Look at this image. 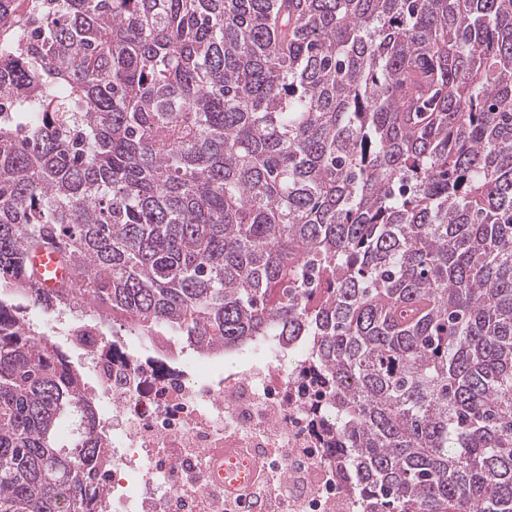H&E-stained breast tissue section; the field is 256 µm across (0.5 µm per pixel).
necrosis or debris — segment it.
Here are the masks:
<instances>
[{"mask_svg": "<svg viewBox=\"0 0 512 512\" xmlns=\"http://www.w3.org/2000/svg\"><path fill=\"white\" fill-rule=\"evenodd\" d=\"M14 319L82 351L83 400L111 450L98 475L107 512H366L340 464L331 384L307 347L287 357L278 337L257 339L245 368L211 376L207 356L189 365L105 336L80 300ZM214 448L236 449L245 495L219 487Z\"/></svg>", "mask_w": 512, "mask_h": 512, "instance_id": "necrosis-or-debris-1", "label": "necrosis or debris"}]
</instances>
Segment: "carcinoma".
Wrapping results in <instances>:
<instances>
[{"instance_id":"carcinoma-1","label":"carcinoma","mask_w":512,"mask_h":512,"mask_svg":"<svg viewBox=\"0 0 512 512\" xmlns=\"http://www.w3.org/2000/svg\"><path fill=\"white\" fill-rule=\"evenodd\" d=\"M2 112L0 512H99L83 374L9 314L77 297L300 338L372 512H512V0H0ZM34 272L41 288H60L68 280V269L58 252L43 246L35 250L32 258Z\"/></svg>"}]
</instances>
